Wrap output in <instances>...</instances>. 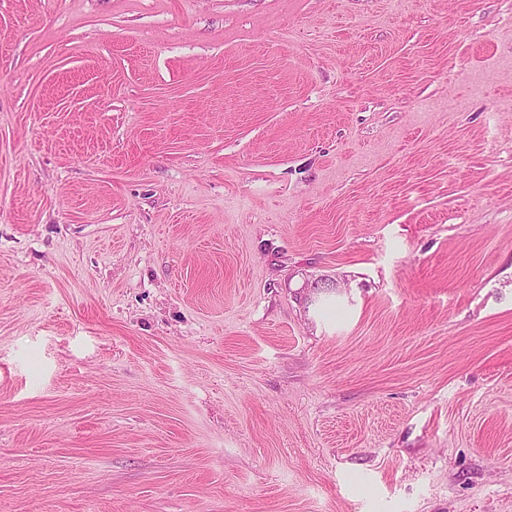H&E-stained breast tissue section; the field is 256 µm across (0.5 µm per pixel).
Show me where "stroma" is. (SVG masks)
<instances>
[{"label": "stroma", "instance_id": "obj_1", "mask_svg": "<svg viewBox=\"0 0 512 512\" xmlns=\"http://www.w3.org/2000/svg\"><path fill=\"white\" fill-rule=\"evenodd\" d=\"M0 512H512V0H0Z\"/></svg>", "mask_w": 512, "mask_h": 512}]
</instances>
